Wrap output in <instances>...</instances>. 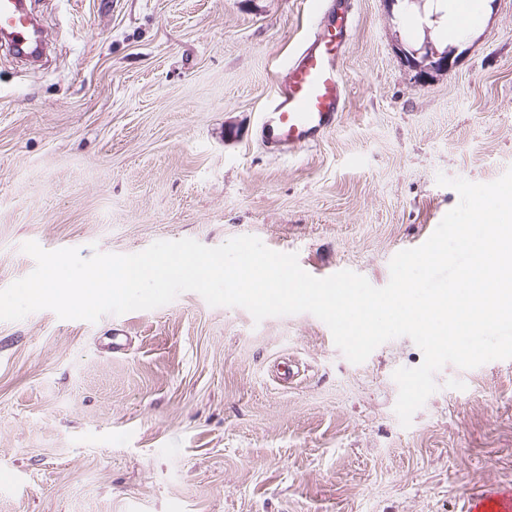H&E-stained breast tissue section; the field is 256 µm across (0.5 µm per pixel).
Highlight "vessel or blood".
<instances>
[{
    "label": "vessel or blood",
    "mask_w": 512,
    "mask_h": 512,
    "mask_svg": "<svg viewBox=\"0 0 512 512\" xmlns=\"http://www.w3.org/2000/svg\"><path fill=\"white\" fill-rule=\"evenodd\" d=\"M352 22L351 10L342 9L289 64L286 83L262 113L263 141L271 150L311 147L338 124L345 92L337 58ZM0 38L21 57L41 51L38 23L23 0H0ZM470 508L512 512V500L488 492L473 499Z\"/></svg>",
    "instance_id": "vessel-or-blood-1"
}]
</instances>
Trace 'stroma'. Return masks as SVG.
I'll return each instance as SVG.
<instances>
[{
    "instance_id": "obj_1",
    "label": "stroma",
    "mask_w": 512,
    "mask_h": 512,
    "mask_svg": "<svg viewBox=\"0 0 512 512\" xmlns=\"http://www.w3.org/2000/svg\"><path fill=\"white\" fill-rule=\"evenodd\" d=\"M30 3L51 51L24 68L0 48V288L33 271L28 241L87 258L242 235L380 288L458 204L438 175L512 168V0L449 42L428 5L353 0L344 112L291 154L259 123L317 27L306 0ZM427 44L452 67L409 65ZM422 360L398 337L354 364L312 314L194 292L0 321V512H466L512 492V359L444 366L405 428L393 373Z\"/></svg>"
}]
</instances>
